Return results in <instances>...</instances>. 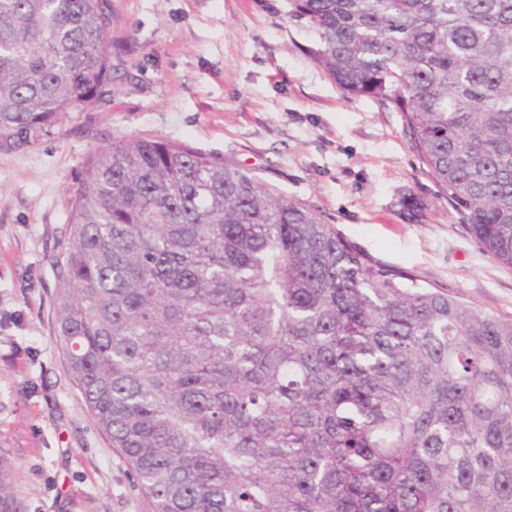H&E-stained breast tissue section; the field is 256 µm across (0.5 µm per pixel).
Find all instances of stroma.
<instances>
[{
    "label": "stroma",
    "mask_w": 512,
    "mask_h": 512,
    "mask_svg": "<svg viewBox=\"0 0 512 512\" xmlns=\"http://www.w3.org/2000/svg\"><path fill=\"white\" fill-rule=\"evenodd\" d=\"M313 42L286 0H112L104 93L38 146L0 152V448L23 512H153L68 374L52 315L68 188L112 138L233 159L382 263L512 317V267L459 223L401 113L344 94L305 54Z\"/></svg>",
    "instance_id": "1"
}]
</instances>
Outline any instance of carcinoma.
Listing matches in <instances>:
<instances>
[{
	"label": "carcinoma",
	"instance_id": "obj_1",
	"mask_svg": "<svg viewBox=\"0 0 512 512\" xmlns=\"http://www.w3.org/2000/svg\"><path fill=\"white\" fill-rule=\"evenodd\" d=\"M288 5L512 267V0ZM111 29L112 0H0L1 152L99 98ZM70 193L57 336L154 512H512V318L186 143L116 138ZM14 481L0 448V512Z\"/></svg>",
	"mask_w": 512,
	"mask_h": 512
}]
</instances>
